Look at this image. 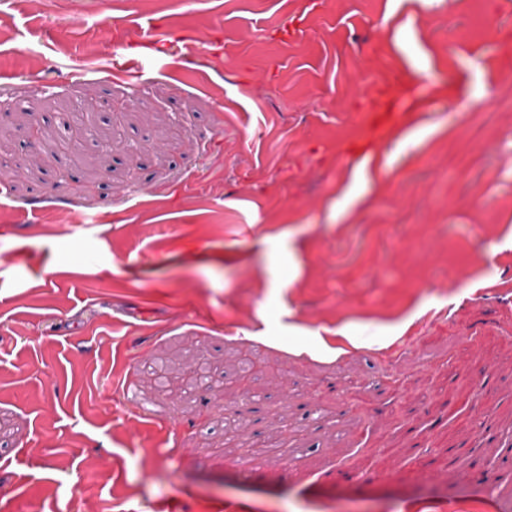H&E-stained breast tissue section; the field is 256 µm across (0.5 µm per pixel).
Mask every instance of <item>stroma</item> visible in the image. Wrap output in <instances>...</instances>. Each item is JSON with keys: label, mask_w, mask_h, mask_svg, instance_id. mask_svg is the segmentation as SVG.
<instances>
[{"label": "stroma", "mask_w": 512, "mask_h": 512, "mask_svg": "<svg viewBox=\"0 0 512 512\" xmlns=\"http://www.w3.org/2000/svg\"><path fill=\"white\" fill-rule=\"evenodd\" d=\"M508 41L512 0H0V512H512ZM88 99L110 162L29 140ZM241 352L259 399L187 384ZM374 104L375 98H369L367 107L361 112H358V118L360 122L367 126L371 131L376 132L381 128L398 122L399 111L405 107L406 101L400 94H397L379 110L374 111Z\"/></svg>", "instance_id": "stroma-1"}]
</instances>
